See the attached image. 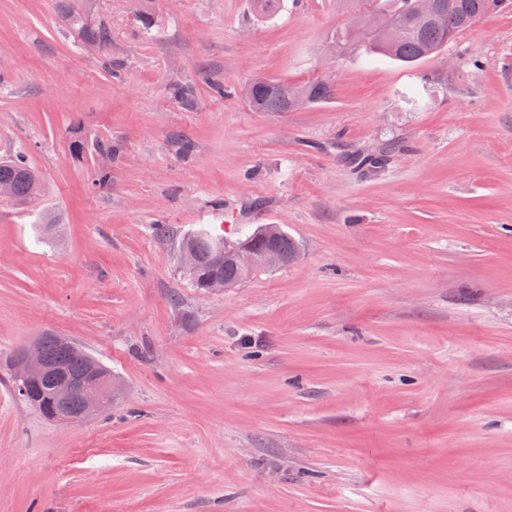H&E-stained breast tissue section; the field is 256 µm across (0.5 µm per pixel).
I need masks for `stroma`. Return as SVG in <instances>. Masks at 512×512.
Wrapping results in <instances>:
<instances>
[{
	"label": "stroma",
	"instance_id": "stroma-1",
	"mask_svg": "<svg viewBox=\"0 0 512 512\" xmlns=\"http://www.w3.org/2000/svg\"><path fill=\"white\" fill-rule=\"evenodd\" d=\"M369 9L0 0V156L47 185L0 205V512H512V9L411 69L331 49ZM257 76L335 91L255 112ZM76 130L118 148L110 190ZM379 148L377 173L347 161ZM264 224L294 263L194 287L184 235ZM46 333L111 369V412L59 423L14 393ZM79 31L85 43L90 46L107 50L112 46V28L105 20L81 23Z\"/></svg>",
	"mask_w": 512,
	"mask_h": 512
}]
</instances>
